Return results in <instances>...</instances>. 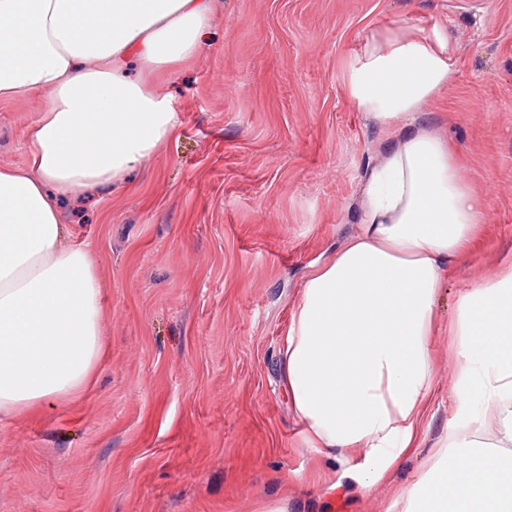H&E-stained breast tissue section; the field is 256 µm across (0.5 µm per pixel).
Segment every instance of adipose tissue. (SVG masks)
Here are the masks:
<instances>
[{
    "instance_id": "adipose-tissue-1",
    "label": "adipose tissue",
    "mask_w": 512,
    "mask_h": 512,
    "mask_svg": "<svg viewBox=\"0 0 512 512\" xmlns=\"http://www.w3.org/2000/svg\"><path fill=\"white\" fill-rule=\"evenodd\" d=\"M214 0H0V102L39 101L27 163L0 166V415L78 395L103 353L94 249L69 240L57 200L109 197L179 125L157 88L209 45ZM455 46L372 39L351 86L381 138L357 194V233L296 301L281 384L311 447L358 493L416 447L433 395L434 305L479 234L483 202L421 104L445 89ZM460 371L445 439L402 512H512V265L462 294Z\"/></svg>"
}]
</instances>
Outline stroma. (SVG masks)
<instances>
[{"label":"stroma","instance_id":"obj_1","mask_svg":"<svg viewBox=\"0 0 512 512\" xmlns=\"http://www.w3.org/2000/svg\"><path fill=\"white\" fill-rule=\"evenodd\" d=\"M456 40L422 106L484 200L482 233L434 307L435 395L419 445L366 495L309 447L281 387L282 339L314 263L356 230L379 135L350 92L371 36ZM210 50L165 86L171 140L109 198L59 202L104 285L92 386L0 419V512H400L448 430L450 328L472 282L512 262V0H217ZM37 101L0 103V165H23Z\"/></svg>","mask_w":512,"mask_h":512}]
</instances>
